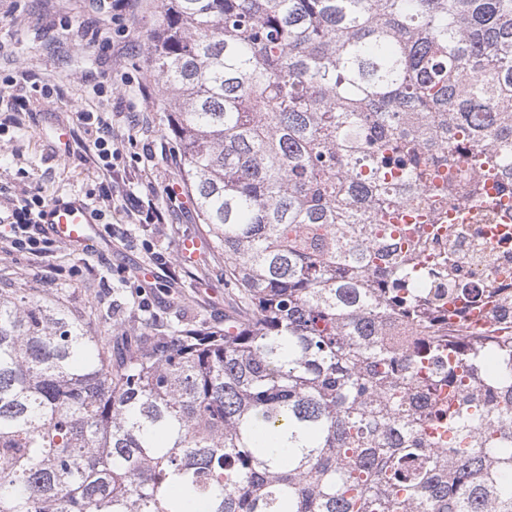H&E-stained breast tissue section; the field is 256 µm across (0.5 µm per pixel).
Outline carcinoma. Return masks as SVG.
Returning a JSON list of instances; mask_svg holds the SVG:
<instances>
[{"label": "carcinoma", "instance_id": "cac0c4a2", "mask_svg": "<svg viewBox=\"0 0 512 512\" xmlns=\"http://www.w3.org/2000/svg\"><path fill=\"white\" fill-rule=\"evenodd\" d=\"M149 76L224 328L0 288V512H512V291L448 330L387 223L512 192V0H162ZM442 177L428 196L416 186Z\"/></svg>", "mask_w": 512, "mask_h": 512}]
</instances>
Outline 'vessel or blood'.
Instances as JSON below:
<instances>
[{
    "label": "vessel or blood",
    "mask_w": 512,
    "mask_h": 512,
    "mask_svg": "<svg viewBox=\"0 0 512 512\" xmlns=\"http://www.w3.org/2000/svg\"><path fill=\"white\" fill-rule=\"evenodd\" d=\"M45 222L57 242L77 252L96 245L100 238L99 224L79 201L51 204L46 210Z\"/></svg>",
    "instance_id": "1"
}]
</instances>
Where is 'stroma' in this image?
I'll return each mask as SVG.
<instances>
[{
  "mask_svg": "<svg viewBox=\"0 0 512 512\" xmlns=\"http://www.w3.org/2000/svg\"><path fill=\"white\" fill-rule=\"evenodd\" d=\"M161 11L159 0H136L129 15L118 21L99 0H0V73L62 87L51 102L32 96L15 113L8 100L22 94V86L0 88L5 98L0 112L15 117L0 128V207L36 191L51 203L80 198L91 208L100 207L99 179L85 164L79 143L84 133L77 115L87 111L114 115V136L122 151L114 195L131 190L161 207L168 201V189L179 190L182 205L171 211L167 223L135 226L125 242L103 239L82 254L56 243L40 260L0 248V288H39L46 273H53L52 293L76 310L90 311L92 332L111 337L116 349L124 337L142 333L143 317L154 318L166 330H205L223 326L228 308L224 253L212 246L191 197L181 188L180 153L167 134V115L142 105L143 95L157 102L163 94L146 74ZM104 33L110 44H102ZM133 118L139 128L132 145L127 130ZM62 124L71 137L64 149L55 139ZM143 143L156 153L148 169L137 158ZM103 210L104 223H126L119 209ZM185 239L198 240L196 257H180L177 247ZM149 243L168 257L173 274L153 276L143 284L151 303L144 312L132 287L141 284L138 270L153 266L145 250Z\"/></svg>",
  "mask_w": 512,
  "mask_h": 512,
  "instance_id": "stroma-1",
  "label": "stroma"
}]
</instances>
